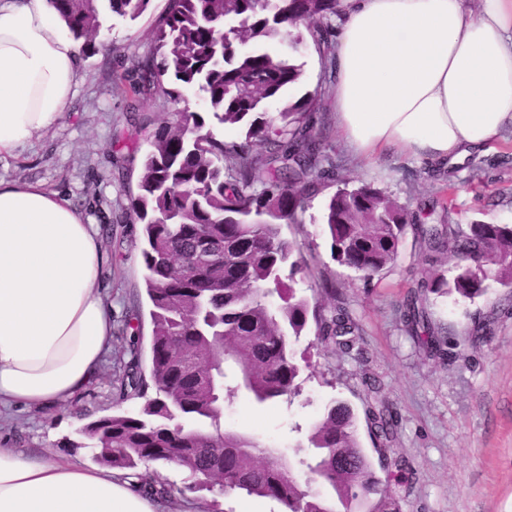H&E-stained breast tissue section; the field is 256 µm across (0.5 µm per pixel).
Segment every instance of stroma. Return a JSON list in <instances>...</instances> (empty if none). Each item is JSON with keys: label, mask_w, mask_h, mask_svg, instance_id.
<instances>
[{"label": "stroma", "mask_w": 512, "mask_h": 512, "mask_svg": "<svg viewBox=\"0 0 512 512\" xmlns=\"http://www.w3.org/2000/svg\"><path fill=\"white\" fill-rule=\"evenodd\" d=\"M167 0H152L136 21L113 20L103 38L129 58L151 48L150 32ZM112 58L105 52L82 53L75 95L63 120L12 155L0 156V179L37 183L58 193L100 229L103 263L98 284L115 319L139 318L141 347H148L151 324L144 293L142 226L124 217L128 192L135 189L140 164L112 166V143L133 133L147 134L174 111L171 103L145 100L137 124H129L121 97L112 88ZM329 145L341 160L350 185L384 189L409 212L426 213L431 223L512 224V131L474 150L457 169L419 160L391 149L374 163L355 156L338 129ZM454 193H446L448 183ZM336 183L320 187L300 223L288 224L308 267L296 274L298 295L315 299L323 280L340 288L361 336L357 351L343 354L321 344L314 331L293 346L301 394L264 406L239 395L224 411L226 429L253 435L292 455L325 406L348 402L357 415V434L377 476L382 459H402L414 472L409 482L392 485L403 512H512V292L492 285L486 296L462 301L453 295H429L426 313L442 334L456 342L453 365L428 353L400 315L406 293L427 276L426 249L407 231L396 263L381 278L363 280L334 260L320 217ZM447 215H440V207ZM129 342L115 333L98 379L68 401L47 407H14L0 412V448H26L57 460L91 463L80 448L82 428L99 417L122 410L135 412L139 400L119 401L115 359ZM374 381L388 401L398 431L388 443L375 440L365 415L366 381ZM145 482L185 488V495L165 502V512H277L265 498L231 493L187 491V471L177 465L142 466Z\"/></svg>", "instance_id": "1"}]
</instances>
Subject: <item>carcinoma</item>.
Returning <instances> with one entry per match:
<instances>
[{"instance_id": "1", "label": "carcinoma", "mask_w": 512, "mask_h": 512, "mask_svg": "<svg viewBox=\"0 0 512 512\" xmlns=\"http://www.w3.org/2000/svg\"><path fill=\"white\" fill-rule=\"evenodd\" d=\"M50 2L82 46L100 50L107 48V19L134 21L152 0ZM339 6L340 0H168L150 52L131 61L113 56V84L129 120L144 97L177 103L184 89L199 96L202 110L185 107L145 138L127 211L143 224L149 374L140 369L134 341L119 399L143 403L134 413L104 416L81 430L82 447L95 462L118 471L176 464L199 490L268 498L278 512H335L324 495L291 475L296 464L315 474L344 512L372 495L378 501L367 512H399L344 401L325 407L308 436L314 454L293 464L279 449L223 428L224 409L241 392L258 405L299 396L290 342L310 324L317 338L348 354L357 344L359 328L335 283H322L326 307L297 296L282 278L286 267L290 281L306 267L282 226L300 223L321 182L338 180L341 165L325 149V90L282 100L303 72L275 42L286 33L288 50L309 40L329 56ZM226 125L243 128L244 138L224 140L218 130ZM412 223L384 190L371 184L350 189L346 181L321 216L335 260L365 280L395 262ZM414 230L429 262L451 258L454 264L451 276L432 273L408 292L401 316L410 331L424 330L423 344L450 365L454 343L428 322L423 300L453 293L480 298L490 280L512 285V224H420ZM371 399L374 429L388 441L397 427L391 407L375 387ZM143 489L175 497L170 484L145 483Z\"/></svg>"}]
</instances>
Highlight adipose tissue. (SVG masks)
Returning a JSON list of instances; mask_svg holds the SVG:
<instances>
[{
	"label": "adipose tissue",
	"mask_w": 512,
	"mask_h": 512,
	"mask_svg": "<svg viewBox=\"0 0 512 512\" xmlns=\"http://www.w3.org/2000/svg\"><path fill=\"white\" fill-rule=\"evenodd\" d=\"M332 106L354 153L463 164L512 128V0H341ZM49 0H0V156L64 117L80 46ZM98 227L38 184L0 181V406H46L98 374L112 314ZM0 512H159L136 478L0 448Z\"/></svg>",
	"instance_id": "1"
}]
</instances>
